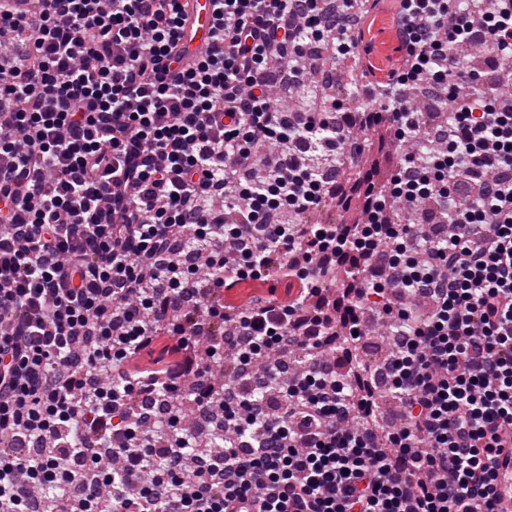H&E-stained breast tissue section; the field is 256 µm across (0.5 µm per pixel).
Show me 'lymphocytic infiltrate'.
<instances>
[{
	"instance_id": "f902f5d3",
	"label": "lymphocytic infiltrate",
	"mask_w": 512,
	"mask_h": 512,
	"mask_svg": "<svg viewBox=\"0 0 512 512\" xmlns=\"http://www.w3.org/2000/svg\"><path fill=\"white\" fill-rule=\"evenodd\" d=\"M34 2L0 10V502L43 512L71 485L78 512H512V100L454 52L479 21L512 55V0H397L408 53L361 94L390 99L404 142L420 116L400 89L432 86L454 103L445 134L368 189L358 223L303 233L330 196L321 158L366 149L317 92L322 53L358 46L350 9L213 0L191 57L182 0ZM303 88L313 111L282 109ZM426 200L446 236L394 220ZM326 253L349 262L335 299ZM274 276L287 301L214 293ZM368 311L393 330L398 430L359 354ZM219 322L230 336L199 349ZM162 329L169 358L138 364ZM182 400L221 404L222 453L179 427Z\"/></svg>"
}]
</instances>
